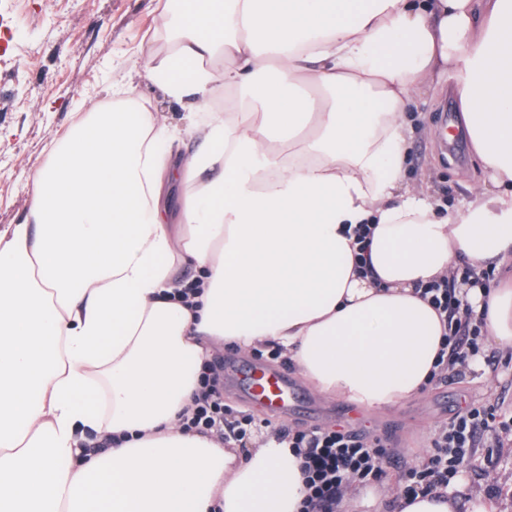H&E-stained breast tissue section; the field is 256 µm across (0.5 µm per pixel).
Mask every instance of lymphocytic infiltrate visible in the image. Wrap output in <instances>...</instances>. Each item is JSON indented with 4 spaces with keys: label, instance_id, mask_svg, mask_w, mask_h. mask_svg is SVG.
Masks as SVG:
<instances>
[{
    "label": "lymphocytic infiltrate",
    "instance_id": "1",
    "mask_svg": "<svg viewBox=\"0 0 512 512\" xmlns=\"http://www.w3.org/2000/svg\"><path fill=\"white\" fill-rule=\"evenodd\" d=\"M493 278L488 271L467 267L461 280H442L426 286L423 295L447 326L432 377L444 380L450 366L466 364L485 356L483 319L473 310L463 309L456 286L490 291ZM201 388L186 429L200 433H230L235 441H245L258 428L254 417H239L232 428H225L224 386L212 362H204ZM502 426L496 405L472 401L461 407L436 429L429 450L414 464H401L391 454L385 438L356 432L339 425L313 427L278 434V443L288 445L302 461L301 472L308 490L301 512H336L342 489L353 482L370 484L383 481L389 469L402 471L397 493L404 498L448 488L469 466L484 436Z\"/></svg>",
    "mask_w": 512,
    "mask_h": 512
}]
</instances>
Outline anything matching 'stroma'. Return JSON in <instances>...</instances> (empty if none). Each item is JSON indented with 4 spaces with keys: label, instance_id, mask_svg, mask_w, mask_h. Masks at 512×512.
<instances>
[{
    "label": "stroma",
    "instance_id": "obj_1",
    "mask_svg": "<svg viewBox=\"0 0 512 512\" xmlns=\"http://www.w3.org/2000/svg\"><path fill=\"white\" fill-rule=\"evenodd\" d=\"M166 0H0V226L28 217L31 178L49 161L51 147L79 116L125 90L139 105L161 112L180 130L175 146L195 150L185 116L200 111L198 97L174 98L155 81V56L164 52L159 16ZM453 77L425 89L410 108L417 132L404 161V181L461 207L484 174L472 149L453 158L442 144V116L459 112ZM494 368L463 370L401 406L351 410L350 427L387 437L404 462L430 446L436 427L465 402L502 403L512 412V355L492 353ZM461 479L470 488L499 490L512 482V437L487 439Z\"/></svg>",
    "mask_w": 512,
    "mask_h": 512
}]
</instances>
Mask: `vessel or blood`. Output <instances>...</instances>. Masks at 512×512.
<instances>
[{
    "mask_svg": "<svg viewBox=\"0 0 512 512\" xmlns=\"http://www.w3.org/2000/svg\"><path fill=\"white\" fill-rule=\"evenodd\" d=\"M238 386L246 402L279 414H294L304 407L300 389L288 377L260 364L240 370Z\"/></svg>",
    "mask_w": 512,
    "mask_h": 512,
    "instance_id": "obj_1",
    "label": "vessel or blood"
}]
</instances>
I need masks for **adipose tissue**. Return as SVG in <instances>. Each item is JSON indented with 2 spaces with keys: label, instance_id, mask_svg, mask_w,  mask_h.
<instances>
[{
  "label": "adipose tissue",
  "instance_id": "ef3b65f1",
  "mask_svg": "<svg viewBox=\"0 0 512 512\" xmlns=\"http://www.w3.org/2000/svg\"><path fill=\"white\" fill-rule=\"evenodd\" d=\"M162 31L168 94L259 92L193 116L205 145L177 164L159 114L115 97L0 227V512H299L291 450L185 429L205 356L271 346L321 395L390 409L440 348L423 288L512 261V0H168ZM449 72L484 173L455 210L402 177L413 96ZM466 301L512 352V281ZM390 507L503 512L451 489Z\"/></svg>",
  "mask_w": 512,
  "mask_h": 512
}]
</instances>
